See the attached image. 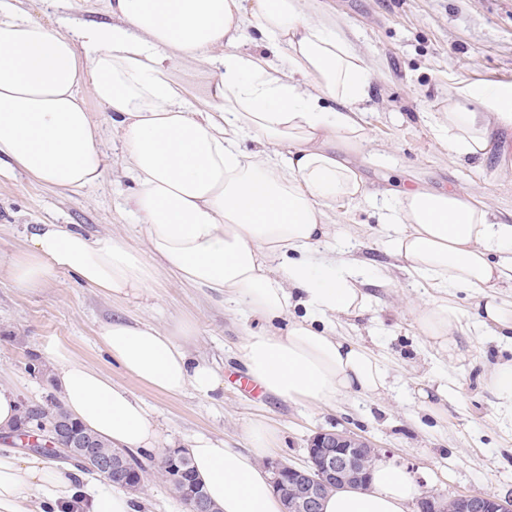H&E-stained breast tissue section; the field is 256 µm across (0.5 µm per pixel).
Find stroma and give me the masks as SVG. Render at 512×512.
I'll list each match as a JSON object with an SVG mask.
<instances>
[{
  "instance_id": "stroma-1",
  "label": "stroma",
  "mask_w": 512,
  "mask_h": 512,
  "mask_svg": "<svg viewBox=\"0 0 512 512\" xmlns=\"http://www.w3.org/2000/svg\"><path fill=\"white\" fill-rule=\"evenodd\" d=\"M319 4L375 72L362 104L370 139L361 164L367 190H401L418 182L436 191L464 189L512 224V125L500 128L490 156L480 163L453 158L433 124L452 96L481 112L497 105L487 89L512 99V0ZM133 189L129 179L109 173L98 185L72 192L0 165V379L14 386L20 400L42 403L56 396L51 374L30 372L29 365L35 359L50 363L52 352L63 349L140 398L160 425L164 449L201 435L245 448L247 425L262 419L277 434L273 458L283 463L302 464L318 431L346 432L371 441L382 461L405 468L421 494L512 496V423L499 419L497 400L483 383L494 364L512 358V346L487 331L470 333L458 337L463 357L451 363L424 343L414 310L432 291L396 269L373 200L337 203L336 238L368 267H390L392 277L370 286L376 302L369 312L337 322L336 331L382 358L389 386L377 399L290 402L253 396L229 382L216 400L191 390L162 394L112 360L99 341L101 326L115 317L158 326L192 319V355L228 374L239 368L245 324L222 296L170 278L155 297L129 301L86 287L69 272L36 291L13 287L8 263L37 224H68L92 239L114 237L144 249L139 220L127 207ZM445 380L455 395L435 416L421 408L415 389ZM142 464L143 512H187L158 459Z\"/></svg>"
}]
</instances>
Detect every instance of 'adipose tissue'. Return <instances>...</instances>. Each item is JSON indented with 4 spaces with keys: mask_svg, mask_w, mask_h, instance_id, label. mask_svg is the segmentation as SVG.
Masks as SVG:
<instances>
[{
    "mask_svg": "<svg viewBox=\"0 0 512 512\" xmlns=\"http://www.w3.org/2000/svg\"><path fill=\"white\" fill-rule=\"evenodd\" d=\"M108 19L48 27L24 0H0V160L36 181L79 191L112 166L100 149L106 130L123 140L121 167L135 183L131 207L147 246L90 239L65 224H39L11 259L15 287L34 291L58 271L111 297H151L160 272L223 296L231 309L261 320L238 352L246 374L285 401L326 403L343 394L376 396L387 371L369 347L338 337L331 318L371 309L366 273L346 249L314 259L332 235L337 202L363 199L356 165L337 148L363 155L369 140L361 102L374 73L315 0H101ZM252 49L238 45L246 30ZM183 77H172L173 68ZM214 72L205 97L191 79ZM336 101L327 111L325 100ZM109 110L101 121L88 108ZM511 112H479L449 100L435 125L449 152L486 160ZM251 140L258 148L243 151ZM287 145V154L276 153ZM392 252L409 275L432 289L417 306L424 341L452 357L457 334L494 331L512 341V224L494 220L467 190H405L382 216ZM476 295L464 324L448 300ZM303 308L293 317V308ZM196 335L187 319L166 328L114 320L102 344L124 371L164 394L223 393L222 373L187 351ZM54 383L71 416L113 447L151 452L157 422L144 403L103 371L53 355ZM247 448L198 437L182 447L220 512H281L262 460L272 434L263 420L247 427ZM420 494L409 474L376 464L366 490L342 489L322 512H408ZM141 512V500L77 468L38 455L0 454V512Z\"/></svg>",
    "mask_w": 512,
    "mask_h": 512,
    "instance_id": "adipose-tissue-1",
    "label": "adipose tissue"
}]
</instances>
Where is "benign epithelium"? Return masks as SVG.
<instances>
[{
    "mask_svg": "<svg viewBox=\"0 0 512 512\" xmlns=\"http://www.w3.org/2000/svg\"><path fill=\"white\" fill-rule=\"evenodd\" d=\"M46 443L37 444L38 436H31L27 450L40 454L77 456L101 478L125 488L138 485L142 477L128 471L123 455L100 457L93 441L76 421L56 422L47 428ZM308 460L301 467L281 462H269L273 486L279 495L284 512H319L320 500L331 490L370 487L368 462L379 458L372 443L339 432H318L307 448ZM164 465L171 479L183 480V455L170 451L164 456ZM206 494L201 484L191 486L187 505L190 512H206ZM419 512H512V499H501L487 493H474L440 501L425 495L418 501Z\"/></svg>",
    "mask_w": 512,
    "mask_h": 512,
    "instance_id": "obj_1",
    "label": "benign epithelium"
}]
</instances>
